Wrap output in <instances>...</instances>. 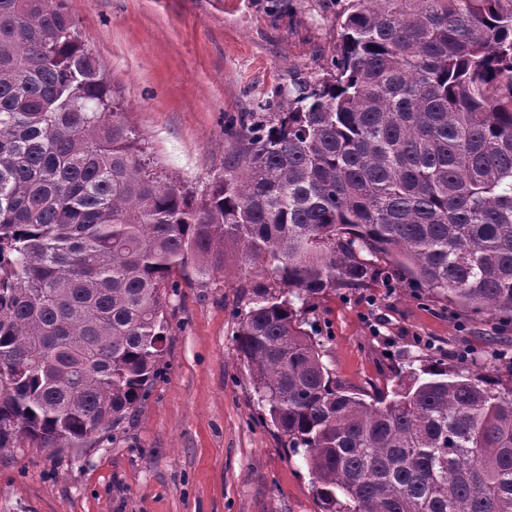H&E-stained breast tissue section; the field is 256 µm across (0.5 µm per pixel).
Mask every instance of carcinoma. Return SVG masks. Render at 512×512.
I'll return each instance as SVG.
<instances>
[{
	"mask_svg": "<svg viewBox=\"0 0 512 512\" xmlns=\"http://www.w3.org/2000/svg\"><path fill=\"white\" fill-rule=\"evenodd\" d=\"M229 251L287 285L236 350L327 512H512V350L506 376L430 362L367 400L295 307L378 272L512 318V0H348L330 66L257 104L200 198L158 173L64 0H0V448L121 424L177 277Z\"/></svg>",
	"mask_w": 512,
	"mask_h": 512,
	"instance_id": "obj_1",
	"label": "carcinoma"
}]
</instances>
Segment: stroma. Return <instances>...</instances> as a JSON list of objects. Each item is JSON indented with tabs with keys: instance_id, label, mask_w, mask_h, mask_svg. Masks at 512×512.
Wrapping results in <instances>:
<instances>
[{
	"instance_id": "obj_1",
	"label": "stroma",
	"mask_w": 512,
	"mask_h": 512,
	"mask_svg": "<svg viewBox=\"0 0 512 512\" xmlns=\"http://www.w3.org/2000/svg\"><path fill=\"white\" fill-rule=\"evenodd\" d=\"M345 0H65L159 173L206 195L224 173L229 128L255 101L313 76L336 53ZM270 267L227 258L189 274L165 307L160 375L130 418L61 453L18 438L0 449V512H326L302 457L258 406L235 347L236 315ZM337 381L390 389L409 355L486 374L512 326L472 318L407 283L372 278L302 307Z\"/></svg>"
}]
</instances>
